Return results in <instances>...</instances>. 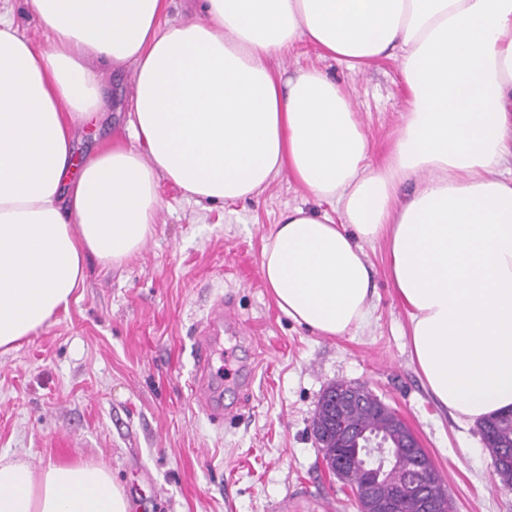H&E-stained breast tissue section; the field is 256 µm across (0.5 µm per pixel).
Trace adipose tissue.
Wrapping results in <instances>:
<instances>
[{"label": "adipose tissue", "mask_w": 512, "mask_h": 512, "mask_svg": "<svg viewBox=\"0 0 512 512\" xmlns=\"http://www.w3.org/2000/svg\"><path fill=\"white\" fill-rule=\"evenodd\" d=\"M25 2L49 41L0 12V350L68 308L88 258L145 247L160 178L233 203L285 173L327 208L285 209L265 240L279 309L322 336L364 325L363 246L385 240L437 406L461 423L512 407V0H204L169 25L166 0ZM300 42L352 68L399 61L408 107L378 166L333 78L270 66ZM128 66L133 145L76 155L104 70ZM130 508L102 466L0 456V512Z\"/></svg>", "instance_id": "1"}]
</instances>
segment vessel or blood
<instances>
[{"instance_id": "vessel-or-blood-1", "label": "vessel or blood", "mask_w": 512, "mask_h": 512, "mask_svg": "<svg viewBox=\"0 0 512 512\" xmlns=\"http://www.w3.org/2000/svg\"><path fill=\"white\" fill-rule=\"evenodd\" d=\"M238 328L235 315L226 312L223 304L214 305L198 334L194 361L193 387L200 406L210 416L230 421L237 418L238 412L233 408H222L215 400L222 375L214 371L213 357L222 345L224 334L235 333Z\"/></svg>"}]
</instances>
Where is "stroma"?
Instances as JSON below:
<instances>
[{
    "instance_id": "35a3bbf8",
    "label": "stroma",
    "mask_w": 512,
    "mask_h": 512,
    "mask_svg": "<svg viewBox=\"0 0 512 512\" xmlns=\"http://www.w3.org/2000/svg\"><path fill=\"white\" fill-rule=\"evenodd\" d=\"M271 66L291 74L314 66L335 78L367 136L368 165L383 161L407 105L398 60L353 71L302 46ZM104 90L108 109L74 131L77 154L130 142L132 69L106 75ZM158 191V222L143 250L120 267L89 260L68 310L0 353V456L104 466L132 512H358L312 428L324 390L357 382L412 429L453 512H512V491L495 487L476 425L442 411L419 375L384 242L364 246L369 320L327 338L279 310L260 268L280 212L317 208L311 194L285 174L230 205L189 200L164 178ZM219 300L245 337L227 343L223 368L255 369L249 387L225 396L244 406L230 424L208 417L191 387L196 336Z\"/></svg>"
}]
</instances>
